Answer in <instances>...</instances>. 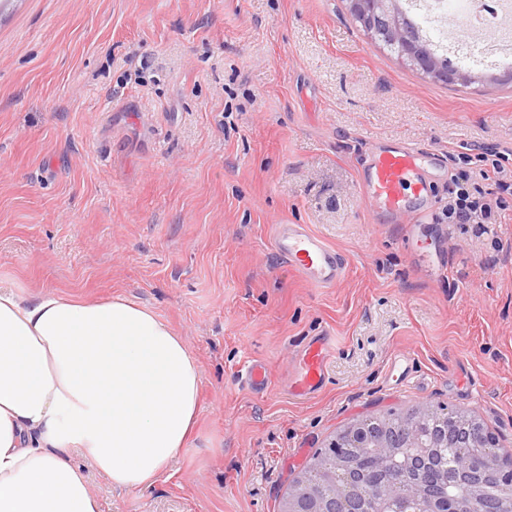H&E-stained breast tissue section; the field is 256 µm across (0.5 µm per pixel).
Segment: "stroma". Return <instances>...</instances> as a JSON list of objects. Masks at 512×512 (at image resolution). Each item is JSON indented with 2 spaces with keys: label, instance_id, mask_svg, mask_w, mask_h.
Segmentation results:
<instances>
[{
  "label": "stroma",
  "instance_id": "1",
  "mask_svg": "<svg viewBox=\"0 0 512 512\" xmlns=\"http://www.w3.org/2000/svg\"><path fill=\"white\" fill-rule=\"evenodd\" d=\"M398 140L443 158L433 208L400 223L358 188L360 154ZM500 145L512 86L423 78L344 0H0V284L126 296L202 371L196 434L152 487L87 470L103 512H280L337 433L413 408L476 416L512 453V222L439 221L451 155ZM278 224L347 276L288 271ZM324 335L329 379L297 397L291 364ZM288 269L314 288H331L347 272V260L304 224H278L273 236ZM240 382L252 393H264L267 390L270 382L269 365L263 360H251L243 368Z\"/></svg>",
  "mask_w": 512,
  "mask_h": 512
}]
</instances>
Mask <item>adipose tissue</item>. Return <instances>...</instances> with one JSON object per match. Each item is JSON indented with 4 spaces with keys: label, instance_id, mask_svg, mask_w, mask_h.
Here are the masks:
<instances>
[{
    "label": "adipose tissue",
    "instance_id": "obj_1",
    "mask_svg": "<svg viewBox=\"0 0 512 512\" xmlns=\"http://www.w3.org/2000/svg\"><path fill=\"white\" fill-rule=\"evenodd\" d=\"M202 374L152 310L0 289V512H100L79 454L113 487L152 486L201 412Z\"/></svg>",
    "mask_w": 512,
    "mask_h": 512
}]
</instances>
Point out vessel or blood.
I'll return each instance as SVG.
<instances>
[{"label": "vessel or blood", "mask_w": 512, "mask_h": 512, "mask_svg": "<svg viewBox=\"0 0 512 512\" xmlns=\"http://www.w3.org/2000/svg\"><path fill=\"white\" fill-rule=\"evenodd\" d=\"M434 160V151L424 147L396 145L371 151L360 174L359 188L388 214L400 218L420 216L431 200V183L424 167ZM273 243L289 270L312 287H333L347 272L346 258L305 225H277ZM331 351L328 337L307 343L294 362L293 394L304 396L325 385ZM240 381L252 393L265 392L270 382L268 364L251 360L243 368Z\"/></svg>", "instance_id": "1"}]
</instances>
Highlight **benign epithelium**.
I'll use <instances>...</instances> for the list:
<instances>
[{"instance_id": "1", "label": "benign epithelium", "mask_w": 512, "mask_h": 512, "mask_svg": "<svg viewBox=\"0 0 512 512\" xmlns=\"http://www.w3.org/2000/svg\"><path fill=\"white\" fill-rule=\"evenodd\" d=\"M348 12L369 39L386 48L398 49L399 57L423 77L437 82H452L456 77L443 69L427 42L409 26L401 0H347ZM433 412L415 409L389 420L369 417L347 426L331 443L332 448H373L377 465L411 448L420 459L432 455L433 449L448 438L450 431H462L467 447L484 449L483 471L493 474L498 483L512 489V456L497 451L494 435L477 418L456 413H443L437 420L441 435L430 433ZM316 475L312 489L290 491L282 512H440L434 490L401 488L397 485L376 488L357 474L345 455H336L329 462L309 463ZM459 494L455 512H480L483 501L481 472L471 467L470 455L455 459Z\"/></svg>"}]
</instances>
